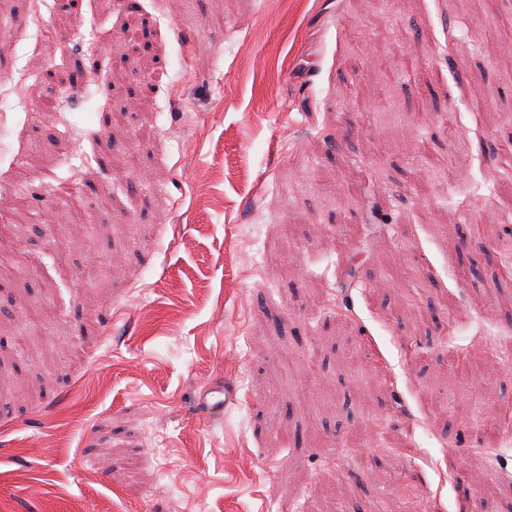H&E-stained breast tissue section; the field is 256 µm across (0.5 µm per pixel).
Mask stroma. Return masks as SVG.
Wrapping results in <instances>:
<instances>
[{"mask_svg": "<svg viewBox=\"0 0 512 512\" xmlns=\"http://www.w3.org/2000/svg\"><path fill=\"white\" fill-rule=\"evenodd\" d=\"M40 2L0 0V512H512V0H138L134 46ZM232 390L224 386L207 389L200 396L202 412L211 421H219L224 417V409L233 402ZM499 429L502 434L496 430L491 423H485L483 430V443L489 448H506L511 446L510 437L512 434V419H499Z\"/></svg>", "mask_w": 512, "mask_h": 512, "instance_id": "stroma-1", "label": "stroma"}]
</instances>
